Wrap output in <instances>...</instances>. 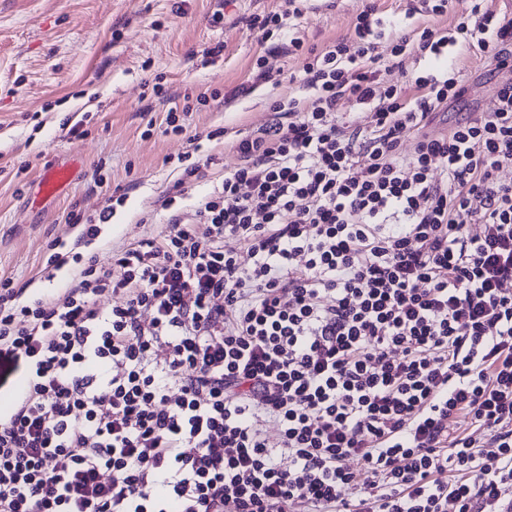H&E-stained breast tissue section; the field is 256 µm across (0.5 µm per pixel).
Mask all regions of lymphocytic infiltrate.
Wrapping results in <instances>:
<instances>
[{"label": "lymphocytic infiltrate", "instance_id": "obj_1", "mask_svg": "<svg viewBox=\"0 0 512 512\" xmlns=\"http://www.w3.org/2000/svg\"><path fill=\"white\" fill-rule=\"evenodd\" d=\"M380 25L278 44L303 96L160 237L104 261L114 205L73 214L46 289L0 284V512H512V80L432 129L453 47L507 67L512 19L474 0L386 55Z\"/></svg>", "mask_w": 512, "mask_h": 512}]
</instances>
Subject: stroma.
<instances>
[{"mask_svg":"<svg viewBox=\"0 0 512 512\" xmlns=\"http://www.w3.org/2000/svg\"><path fill=\"white\" fill-rule=\"evenodd\" d=\"M281 6L282 0H0V283L40 287L51 244L78 234L67 215L92 214L118 190L127 198L103 226L101 248L164 232V224L140 218L179 178L177 158L188 149L183 136L166 130L169 109L192 105L189 123L202 135L198 156L209 161L204 177L185 185L182 204L219 185L238 163L233 132L263 124L271 101L297 89L300 60L278 55L248 25L250 16ZM362 7L363 0H303L290 25L320 48L349 35ZM377 7L382 21H403L411 31L447 28L470 2L452 0L446 18L408 14L407 0H378ZM218 12L224 18L217 22ZM219 43L222 54L209 56ZM261 56L281 70L280 85L234 96ZM461 68L467 91L448 107L452 123L461 113L484 111L507 78L474 53ZM156 85L165 98L154 97ZM215 91L232 95V102L198 103L200 94ZM68 119L83 121L82 137L63 130ZM216 129L223 137L208 139ZM72 160L78 167L71 186L41 197L42 171ZM97 174L104 178L99 188Z\"/></svg>","mask_w":512,"mask_h":512,"instance_id":"stroma-1","label":"stroma"}]
</instances>
